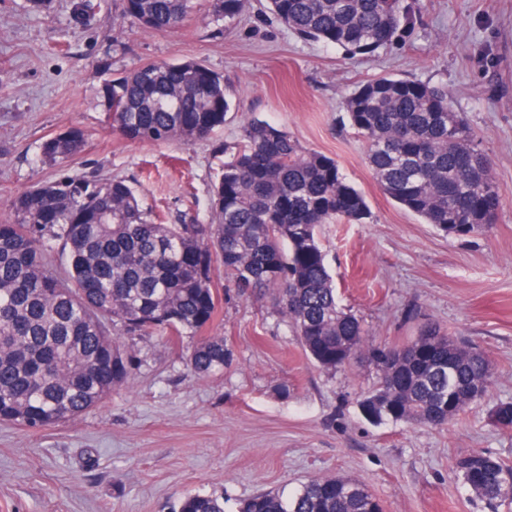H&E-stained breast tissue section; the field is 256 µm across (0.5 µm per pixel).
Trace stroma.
Segmentation results:
<instances>
[{"label":"stroma","mask_w":512,"mask_h":512,"mask_svg":"<svg viewBox=\"0 0 512 512\" xmlns=\"http://www.w3.org/2000/svg\"><path fill=\"white\" fill-rule=\"evenodd\" d=\"M74 2L38 12L0 0V220L16 195L62 170L125 178L165 223L208 222L224 149L256 117L334 158L364 194L366 223L322 225L320 240L341 304L373 341L405 344L434 323L484 351L495 379L449 427L371 424L357 406L377 380L367 356L322 372L286 319L225 286L206 330L224 339L222 373L196 375L186 345L141 339L128 384L98 408L37 433L0 423V512H174L197 492L235 512L255 493L326 476L362 481L385 512H488L453 465L474 449L512 463V432L491 419L512 401V0H402L399 35L363 56L299 37L265 0H248L228 29L210 23L213 0H191L175 33L123 21V0H93L79 23ZM155 60L223 76L233 107L208 140L109 130L106 83ZM386 75L446 88L465 114L502 198L488 234L448 237L380 191L342 118L346 96ZM73 128L82 151L61 168L43 162V141Z\"/></svg>","instance_id":"1"}]
</instances>
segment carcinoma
Wrapping results in <instances>:
<instances>
[{
    "instance_id": "obj_1",
    "label": "carcinoma",
    "mask_w": 512,
    "mask_h": 512,
    "mask_svg": "<svg viewBox=\"0 0 512 512\" xmlns=\"http://www.w3.org/2000/svg\"><path fill=\"white\" fill-rule=\"evenodd\" d=\"M297 35L350 56L391 43L405 20L401 0H268ZM190 0H125L123 18L161 32L184 23ZM244 0H215L213 19L233 26ZM200 62L155 61L105 85L112 131L139 142L206 141L224 125V79ZM384 196L456 239L489 231L501 208L491 159L478 150L448 92L413 77H379L345 100ZM84 133L47 138L42 159L68 162ZM208 224H163L124 178L61 175L17 195L0 221V421L40 432L98 407L129 379L132 344L162 332L191 340L200 375L224 371V337L202 331L217 318L222 289L214 262L241 293L286 318L307 358L324 371L368 353L377 370L358 406L369 422L428 427L453 423L484 399L493 365L481 350L430 323L403 345L377 346L363 321L339 303L319 238L323 224H361L363 194L336 161L310 152L259 118L244 126L210 198ZM61 244L63 275L47 252ZM129 339L120 340L114 327ZM512 430V402L493 410ZM456 474L491 512L512 509V464L482 451L456 458ZM176 512H226L224 497L194 493ZM237 512H383L360 481L308 480L263 491Z\"/></svg>"
}]
</instances>
